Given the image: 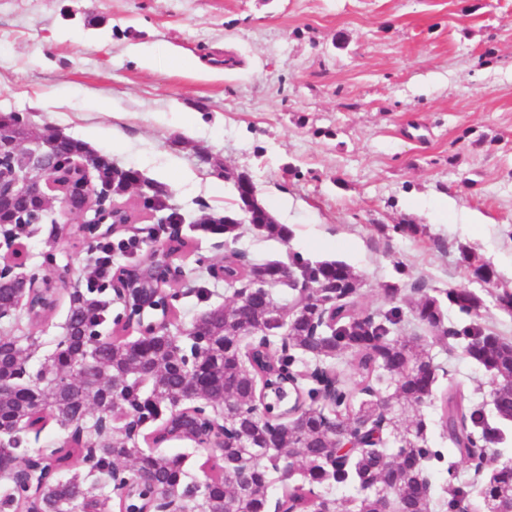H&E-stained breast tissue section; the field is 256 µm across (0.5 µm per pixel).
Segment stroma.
<instances>
[{
  "instance_id": "1",
  "label": "stroma",
  "mask_w": 512,
  "mask_h": 512,
  "mask_svg": "<svg viewBox=\"0 0 512 512\" xmlns=\"http://www.w3.org/2000/svg\"><path fill=\"white\" fill-rule=\"evenodd\" d=\"M1 112L170 196L186 243L178 327L233 298L211 273L224 238L201 221L234 208L245 175L288 230L241 225L234 248L246 260L341 261L368 308H391L386 285L404 298L422 290L442 300L448 326L461 315L446 293L466 288L484 329L512 341V311L496 301L512 291V0H0ZM115 201L138 220L114 240L141 239L113 255L119 268L170 227L136 193ZM57 218L50 210L21 236L25 271L66 266L85 288L91 243L74 227L57 235ZM470 257L493 285L472 276ZM69 300L61 292L39 328L29 373L48 365ZM396 333L420 337L442 368L438 387L462 382L494 413L489 375L459 348L408 318Z\"/></svg>"
}]
</instances>
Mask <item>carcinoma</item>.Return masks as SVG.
Wrapping results in <instances>:
<instances>
[{
  "mask_svg": "<svg viewBox=\"0 0 512 512\" xmlns=\"http://www.w3.org/2000/svg\"><path fill=\"white\" fill-rule=\"evenodd\" d=\"M17 135L27 133L24 118L0 113V128ZM101 171H112L120 187L130 177L104 159L94 161ZM150 206L178 215L165 193ZM255 228L279 236L288 230L263 207L253 206ZM235 282L278 284L280 263H251L231 250L224 256ZM292 265L313 285L326 291L305 298L288 311L274 292L247 293L248 305L239 313L235 305L202 313L203 333L192 330L185 350L178 336L139 337L140 354L130 355L128 341L118 335L102 336L105 305L90 288L72 295L65 335L55 348L50 382L41 387L23 381L24 363L39 346V337L21 339L0 334V378H12L16 388L0 394V422L16 431L0 447V512H83L92 505L110 512L109 488L128 480L134 496L117 503L118 512H144L153 493L164 490L187 504L200 503L203 512H267L276 483L284 499L298 503L302 512H340L332 491L353 487V512H429L432 495L424 478L443 469L455 475L453 463L440 449L426 446L423 421H402L399 413L432 399L439 402V424L452 448L449 452L474 466L479 473L485 446L495 431L482 407L471 402L462 385L437 391L439 366L419 345L390 335L402 321V311L369 310L360 303L359 278L341 261L312 263L299 255ZM27 289L9 278L0 279V315L12 312ZM448 302L466 316L481 307L480 298L465 288L447 292ZM408 313L429 327L439 341L452 339L463 354L484 368L496 383L495 411L512 421V343L486 332L473 320L444 325L440 301L423 293L405 300ZM336 318V330L319 326L324 308ZM346 357L351 373L333 369L330 361ZM194 372L206 402H220L224 413V443L211 441L205 451L209 473L200 482H185L183 457L163 454L160 445L205 424L187 405L183 389ZM392 389L377 398L380 386ZM131 415L138 431L132 438L124 426L115 428L107 443L87 452L66 438L62 445L34 454L26 447V433L38 423L52 421L63 429L89 421L108 423L111 396ZM396 433V461L381 448L380 423ZM152 441L144 448L140 441ZM353 448L341 454V446ZM84 464L101 486L91 496L86 476L76 470ZM477 500L464 487L448 482V512H493L512 498V466H501L479 478Z\"/></svg>",
  "mask_w": 512,
  "mask_h": 512,
  "instance_id": "obj_1",
  "label": "carcinoma"
}]
</instances>
